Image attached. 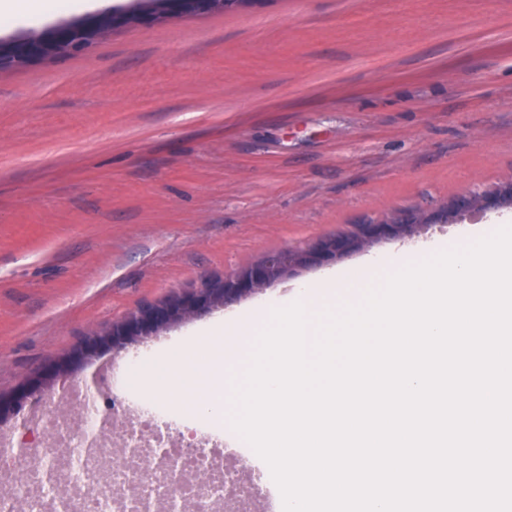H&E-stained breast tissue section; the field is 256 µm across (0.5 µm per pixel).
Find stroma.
<instances>
[{
    "mask_svg": "<svg viewBox=\"0 0 512 512\" xmlns=\"http://www.w3.org/2000/svg\"><path fill=\"white\" fill-rule=\"evenodd\" d=\"M512 174V0H265L173 17L0 74V393L93 331L289 245ZM512 225L500 209L388 240L201 313L196 337L330 268ZM255 498L267 464L218 427Z\"/></svg>",
    "mask_w": 512,
    "mask_h": 512,
    "instance_id": "obj_1",
    "label": "stroma"
}]
</instances>
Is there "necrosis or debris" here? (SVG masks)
<instances>
[{
  "instance_id": "1",
  "label": "necrosis or debris",
  "mask_w": 512,
  "mask_h": 512,
  "mask_svg": "<svg viewBox=\"0 0 512 512\" xmlns=\"http://www.w3.org/2000/svg\"><path fill=\"white\" fill-rule=\"evenodd\" d=\"M110 368L99 387L74 382L60 393L63 409L36 457L0 436V512H225L236 499L250 512L239 469L226 462L221 440L187 452L182 436L149 406L107 412L105 389L122 387Z\"/></svg>"
}]
</instances>
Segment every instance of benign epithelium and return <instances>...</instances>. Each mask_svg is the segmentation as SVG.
<instances>
[{
	"mask_svg": "<svg viewBox=\"0 0 512 512\" xmlns=\"http://www.w3.org/2000/svg\"><path fill=\"white\" fill-rule=\"evenodd\" d=\"M49 37L63 42L71 53L85 51L94 45L92 41L83 40L79 29L74 26L62 25ZM511 197L512 180L509 179L494 190L466 191L422 219L415 211L400 210L392 222L359 224L349 234L327 235L305 248L285 247L279 252L265 255L253 265L226 273L219 280L203 277L191 290L138 309L107 330L93 334L76 353L53 362L12 393H0V426L10 422L16 430H27L26 422H16L21 404L37 395L43 397L56 393L66 378L96 357L102 349L120 352L130 345L143 344L187 318L223 308L297 276L306 269L340 260L384 241L412 240L437 224H449L456 218L499 209L503 207L505 199Z\"/></svg>",
	"mask_w": 512,
	"mask_h": 512,
	"instance_id": "1",
	"label": "benign epithelium"
}]
</instances>
